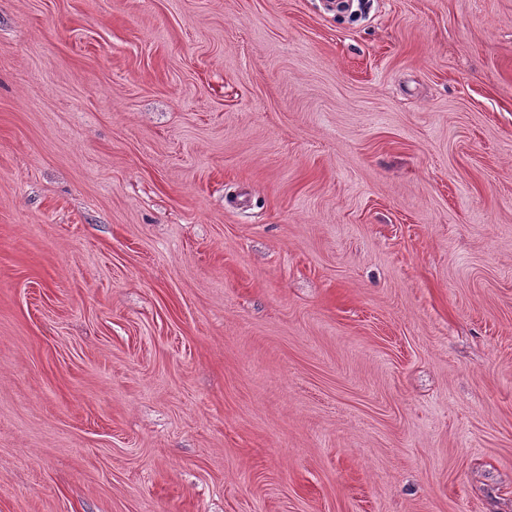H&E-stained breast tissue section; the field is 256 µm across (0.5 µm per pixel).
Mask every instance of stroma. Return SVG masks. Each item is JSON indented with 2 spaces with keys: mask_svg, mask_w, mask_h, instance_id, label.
Here are the masks:
<instances>
[{
  "mask_svg": "<svg viewBox=\"0 0 512 512\" xmlns=\"http://www.w3.org/2000/svg\"><path fill=\"white\" fill-rule=\"evenodd\" d=\"M0 512H512V0H0Z\"/></svg>",
  "mask_w": 512,
  "mask_h": 512,
  "instance_id": "obj_1",
  "label": "stroma"
}]
</instances>
